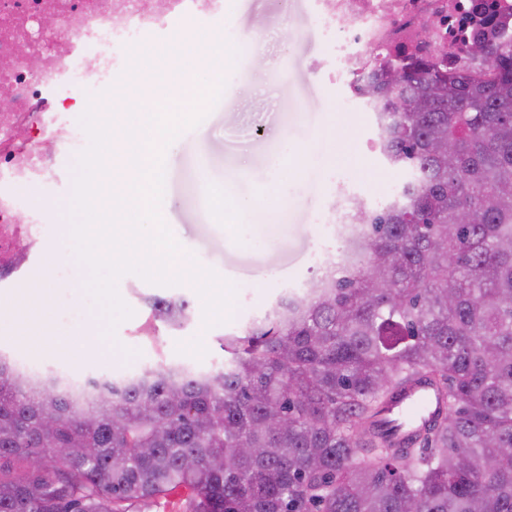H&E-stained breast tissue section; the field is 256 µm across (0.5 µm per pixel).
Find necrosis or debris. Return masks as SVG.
Masks as SVG:
<instances>
[{
  "label": "necrosis or debris",
  "mask_w": 512,
  "mask_h": 512,
  "mask_svg": "<svg viewBox=\"0 0 512 512\" xmlns=\"http://www.w3.org/2000/svg\"><path fill=\"white\" fill-rule=\"evenodd\" d=\"M485 2L512 35V0H315L329 83L361 104L363 78L388 65L420 60L464 72L479 63L466 42L492 38L472 10ZM225 0H0V282L15 273L20 242L37 245L42 216L28 211L19 187L52 193L61 158L84 148L70 118L75 95L112 79L144 33L176 18L222 15Z\"/></svg>",
  "instance_id": "4bbe7bcc"
}]
</instances>
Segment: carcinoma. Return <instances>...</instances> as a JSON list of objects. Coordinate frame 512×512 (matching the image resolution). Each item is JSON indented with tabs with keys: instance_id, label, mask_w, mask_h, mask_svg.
<instances>
[{
	"instance_id": "obj_1",
	"label": "carcinoma",
	"mask_w": 512,
	"mask_h": 512,
	"mask_svg": "<svg viewBox=\"0 0 512 512\" xmlns=\"http://www.w3.org/2000/svg\"><path fill=\"white\" fill-rule=\"evenodd\" d=\"M479 75L371 82L375 147L408 173L335 225L345 253L286 291L216 372L147 367L75 394L0 355V512H512V36ZM414 99L425 112H405ZM180 328L184 299L148 295ZM423 380L443 410L409 444L378 425ZM185 495L172 494L148 501H136L129 512H191Z\"/></svg>"
}]
</instances>
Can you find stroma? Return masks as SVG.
<instances>
[{
    "label": "stroma",
    "instance_id": "stroma-1",
    "mask_svg": "<svg viewBox=\"0 0 512 512\" xmlns=\"http://www.w3.org/2000/svg\"><path fill=\"white\" fill-rule=\"evenodd\" d=\"M185 28L197 46L214 31L230 42L259 35V47L274 61L263 72L254 69L248 56L226 67L224 93L208 118L182 132L176 148L164 156L170 204L163 220L202 267L236 285L231 318L204 327L203 307L192 285L161 286L127 274L117 289L133 315L105 341L106 347L120 349V356L81 352L77 335L91 328L106 330L107 322L85 289L89 271L74 254L69 212L77 159L65 157L58 186L40 209L48 232L38 247L24 249L19 258L28 275H44L50 332L71 347L35 353L23 343L29 327L17 323L16 308L22 303L30 309L34 303L21 301L22 279L10 280L0 285V353L20 367L62 377L74 371L117 379L146 365L220 370L224 335L243 334L284 289L302 287L313 277L314 254L335 238L333 225L321 221L333 204L332 179L344 174L400 183L406 178L379 155H366L367 143L376 135L373 114L342 110L344 89L326 85L319 67L325 42L311 0H228L227 18L179 20L152 40L157 45L170 42L174 32ZM285 139L301 148L300 168L284 167L273 182L266 177L267 163ZM209 181L223 182L231 196H274L278 213L270 215L261 207L222 215L208 202ZM149 294L186 299L190 321L176 328L152 317L143 301Z\"/></svg>",
    "mask_w": 512,
    "mask_h": 512
}]
</instances>
